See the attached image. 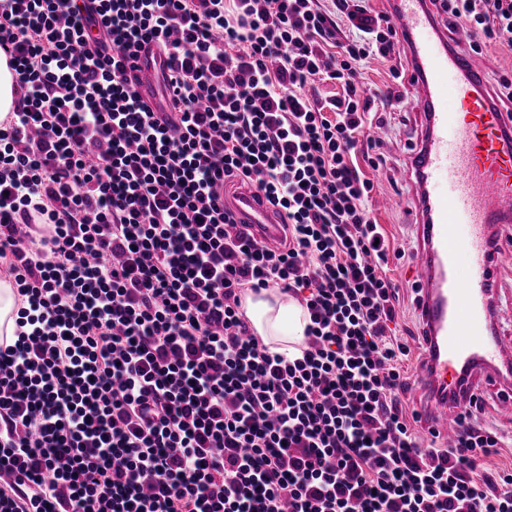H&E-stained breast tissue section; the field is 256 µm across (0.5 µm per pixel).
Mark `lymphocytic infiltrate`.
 Here are the masks:
<instances>
[{
    "label": "lymphocytic infiltrate",
    "mask_w": 512,
    "mask_h": 512,
    "mask_svg": "<svg viewBox=\"0 0 512 512\" xmlns=\"http://www.w3.org/2000/svg\"><path fill=\"white\" fill-rule=\"evenodd\" d=\"M0 0V512H512L498 433L424 440L403 395L392 247L356 155L393 92L367 0ZM472 51L512 50V0H443ZM151 54L156 84L128 77ZM319 81L341 86L318 98ZM263 193L261 247L224 203ZM308 315L270 352L241 307ZM12 74L5 57H0V121L4 120L15 104ZM18 297L12 284L4 277L0 278V335L13 339L15 331V311ZM243 308L249 322L272 352L286 357L298 353L306 324V311L292 296L270 288L245 296Z\"/></svg>",
    "instance_id": "f902f5d3"
}]
</instances>
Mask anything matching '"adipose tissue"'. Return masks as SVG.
Returning <instances> with one entry per match:
<instances>
[{"label": "adipose tissue", "mask_w": 512, "mask_h": 512, "mask_svg": "<svg viewBox=\"0 0 512 512\" xmlns=\"http://www.w3.org/2000/svg\"><path fill=\"white\" fill-rule=\"evenodd\" d=\"M243 308L249 322L271 351L296 354L303 337L306 311L292 296L272 288L247 294Z\"/></svg>", "instance_id": "ef3b65f1"}]
</instances>
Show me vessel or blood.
Masks as SVG:
<instances>
[{"label":"vessel or blood","mask_w":512,"mask_h":512,"mask_svg":"<svg viewBox=\"0 0 512 512\" xmlns=\"http://www.w3.org/2000/svg\"><path fill=\"white\" fill-rule=\"evenodd\" d=\"M391 25L409 55V81L422 136L406 170L415 236L414 265L421 325L423 435L457 438L459 416L473 398L497 387L512 420V336L491 325L500 256L512 247V110L483 78V61L460 52L440 28L431 0H391ZM238 223L268 243L283 235L273 208L243 189L230 200Z\"/></svg>","instance_id":"b4317fda"}]
</instances>
